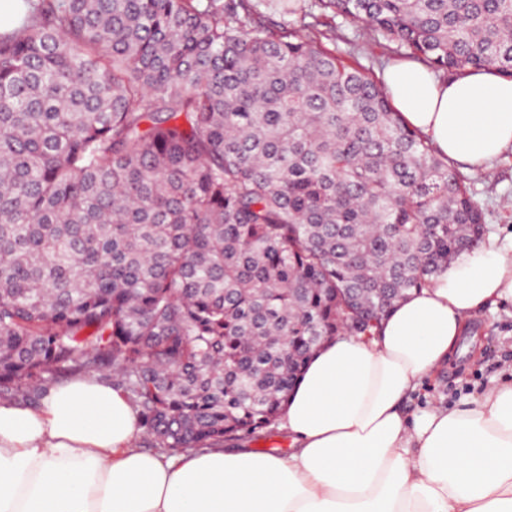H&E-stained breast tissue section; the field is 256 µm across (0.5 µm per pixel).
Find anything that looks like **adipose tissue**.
I'll return each mask as SVG.
<instances>
[{
	"label": "adipose tissue",
	"mask_w": 512,
	"mask_h": 512,
	"mask_svg": "<svg viewBox=\"0 0 512 512\" xmlns=\"http://www.w3.org/2000/svg\"><path fill=\"white\" fill-rule=\"evenodd\" d=\"M406 124L482 169L512 148V80L494 67L448 79L392 62ZM512 303V237L460 252L375 336H340L308 363L279 427L288 453L141 451L136 408L77 375L41 406L0 401V512H512V380L408 411L482 306Z\"/></svg>",
	"instance_id": "1"
}]
</instances>
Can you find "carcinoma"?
<instances>
[{
  "mask_svg": "<svg viewBox=\"0 0 512 512\" xmlns=\"http://www.w3.org/2000/svg\"><path fill=\"white\" fill-rule=\"evenodd\" d=\"M339 17L512 79V0H39L0 34V398L110 367L158 448L253 438L480 246L465 177L325 46Z\"/></svg>",
  "mask_w": 512,
  "mask_h": 512,
  "instance_id": "obj_1",
  "label": "carcinoma"
}]
</instances>
